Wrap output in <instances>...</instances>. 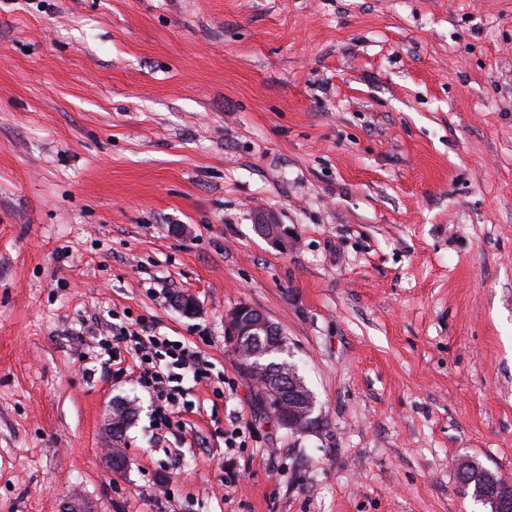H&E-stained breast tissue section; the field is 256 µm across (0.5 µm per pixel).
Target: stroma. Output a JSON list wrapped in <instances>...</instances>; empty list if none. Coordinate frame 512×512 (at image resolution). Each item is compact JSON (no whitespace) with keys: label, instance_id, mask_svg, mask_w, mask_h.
<instances>
[{"label":"stroma","instance_id":"35a3bbf8","mask_svg":"<svg viewBox=\"0 0 512 512\" xmlns=\"http://www.w3.org/2000/svg\"><path fill=\"white\" fill-rule=\"evenodd\" d=\"M116 324L202 351L170 429ZM463 458L512 482V0H0V512H490ZM256 229L265 238L270 240L282 249L287 250L290 246L288 229L280 224L277 217L271 212H261L257 215ZM224 327V334L228 342L233 346L234 344L237 345L239 348H242L241 340L244 336H253L250 343L261 344L264 347L271 346L267 336H280L279 341H277L279 348L275 351L281 355L282 359L284 358L283 355L287 351L286 342L281 337L284 335L281 329L260 310L242 303L225 314ZM290 380L293 385L290 389L288 386V399L291 397L294 400L293 407L288 406L285 415L277 412L273 416L276 424L280 428L288 429L289 432L301 435L319 433L320 430H314V426L318 420H321V416L317 414L316 399L313 393L298 374H291Z\"/></svg>","mask_w":512,"mask_h":512}]
</instances>
